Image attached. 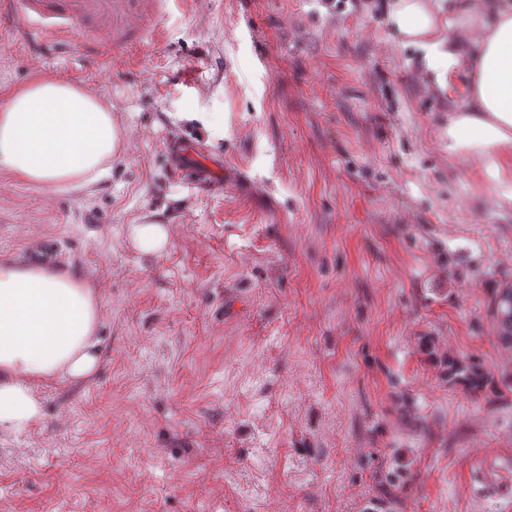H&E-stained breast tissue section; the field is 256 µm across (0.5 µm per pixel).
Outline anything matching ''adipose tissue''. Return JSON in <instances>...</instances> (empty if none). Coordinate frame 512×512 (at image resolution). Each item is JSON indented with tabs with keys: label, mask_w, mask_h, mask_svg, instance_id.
Segmentation results:
<instances>
[{
	"label": "adipose tissue",
	"mask_w": 512,
	"mask_h": 512,
	"mask_svg": "<svg viewBox=\"0 0 512 512\" xmlns=\"http://www.w3.org/2000/svg\"><path fill=\"white\" fill-rule=\"evenodd\" d=\"M386 22L418 49L436 90L468 82L448 114V154L475 161L512 210V0H390ZM124 145L111 103L68 81L37 77L0 103V171L44 191L97 184ZM170 230L155 213L130 228L133 246L156 255ZM100 299L71 270L0 259V432L38 425V387L76 385L102 360Z\"/></svg>",
	"instance_id": "obj_1"
}]
</instances>
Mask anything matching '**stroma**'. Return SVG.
Listing matches in <instances>:
<instances>
[{"label": "stroma", "mask_w": 512, "mask_h": 512, "mask_svg": "<svg viewBox=\"0 0 512 512\" xmlns=\"http://www.w3.org/2000/svg\"><path fill=\"white\" fill-rule=\"evenodd\" d=\"M386 2L54 0L49 22L81 21L65 54L0 25V98L60 78L126 132L89 192L0 172V258L51 245L98 288L103 349L44 390L41 424L0 434V512H512L479 480L512 475L489 315L512 212L449 157L457 96ZM178 110L223 114V137ZM174 139L223 162L218 190L174 173ZM150 211L171 226L157 256L128 237ZM451 358L484 385L450 381Z\"/></svg>", "instance_id": "stroma-1"}]
</instances>
